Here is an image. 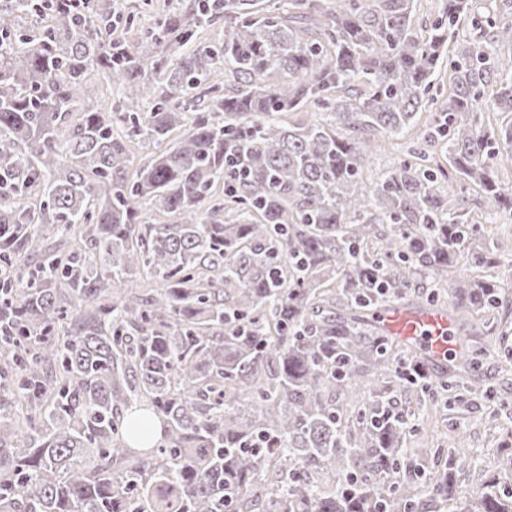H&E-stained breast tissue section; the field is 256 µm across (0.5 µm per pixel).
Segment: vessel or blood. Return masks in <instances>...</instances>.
Wrapping results in <instances>:
<instances>
[{"mask_svg":"<svg viewBox=\"0 0 512 512\" xmlns=\"http://www.w3.org/2000/svg\"><path fill=\"white\" fill-rule=\"evenodd\" d=\"M376 320L387 334L418 345L435 366H446L450 349L446 309L393 305L380 311Z\"/></svg>","mask_w":512,"mask_h":512,"instance_id":"vessel-or-blood-1","label":"vessel or blood"}]
</instances>
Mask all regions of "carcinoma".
Instances as JSON below:
<instances>
[{
	"label": "carcinoma",
	"instance_id": "carcinoma-1",
	"mask_svg": "<svg viewBox=\"0 0 512 512\" xmlns=\"http://www.w3.org/2000/svg\"><path fill=\"white\" fill-rule=\"evenodd\" d=\"M44 2L0 0V512H415L395 393L461 398L362 313L422 275L446 284L463 247L480 270L455 308L505 298L487 273L505 245L448 198L429 147L512 220L491 163L512 157V54L487 51L512 47V0L460 46L470 0L424 31L414 0H198L149 45L114 36L112 0L72 20ZM221 17V47L193 43ZM445 62L435 124L366 182L374 137L416 125ZM95 69L121 90L109 112ZM170 136L148 162L130 152ZM131 275L157 295L115 293ZM484 351L464 339L452 368ZM462 447L436 449L444 502L477 468ZM510 482L451 512H512Z\"/></svg>",
	"mask_w": 512,
	"mask_h": 512
}]
</instances>
